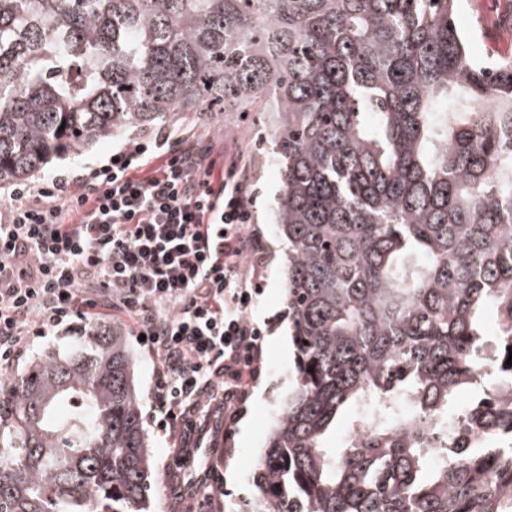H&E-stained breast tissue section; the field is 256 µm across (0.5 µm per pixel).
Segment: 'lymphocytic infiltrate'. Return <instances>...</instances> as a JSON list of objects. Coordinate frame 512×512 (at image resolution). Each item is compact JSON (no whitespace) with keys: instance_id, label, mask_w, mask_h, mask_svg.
Returning a JSON list of instances; mask_svg holds the SVG:
<instances>
[{"instance_id":"obj_1","label":"lymphocytic infiltrate","mask_w":512,"mask_h":512,"mask_svg":"<svg viewBox=\"0 0 512 512\" xmlns=\"http://www.w3.org/2000/svg\"><path fill=\"white\" fill-rule=\"evenodd\" d=\"M214 152L162 131L104 164L18 186L0 207V370L75 318L126 313L157 362L154 422L186 467L198 452L193 413L220 395L234 423L264 336L253 315L266 257L252 174Z\"/></svg>"}]
</instances>
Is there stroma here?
I'll use <instances>...</instances> for the list:
<instances>
[{"label": "stroma", "mask_w": 512, "mask_h": 512, "mask_svg": "<svg viewBox=\"0 0 512 512\" xmlns=\"http://www.w3.org/2000/svg\"><path fill=\"white\" fill-rule=\"evenodd\" d=\"M459 13V25L468 33L473 53H512V0H460ZM275 121V114L261 101L244 114L178 113L163 124L172 138L220 139L225 146L237 147L244 154L258 191L253 229L265 247L267 260L257 278L261 287L259 320L264 329L260 374L232 428H225L223 419H212L196 466H178L166 438L150 421V386L155 363L140 346L132 348L136 386L153 460L149 512H227L228 507H241L250 494L248 474L255 467L269 426L288 390L286 376L294 367L295 349L280 343L288 333V313L282 264L285 245L273 225L282 176V164L271 150ZM154 134L151 128L117 134L96 144L81 158L53 160L43 172L49 175L74 167L79 161L98 162L128 140L148 139Z\"/></svg>", "instance_id": "1"}]
</instances>
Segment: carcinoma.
<instances>
[{
	"label": "carcinoma",
	"instance_id": "obj_1",
	"mask_svg": "<svg viewBox=\"0 0 512 512\" xmlns=\"http://www.w3.org/2000/svg\"><path fill=\"white\" fill-rule=\"evenodd\" d=\"M458 10L0 0V185L174 112L273 103L296 361L245 512H512V59H475ZM1 401L0 512H144L120 326L85 321ZM342 421L363 435L327 447Z\"/></svg>",
	"mask_w": 512,
	"mask_h": 512
}]
</instances>
